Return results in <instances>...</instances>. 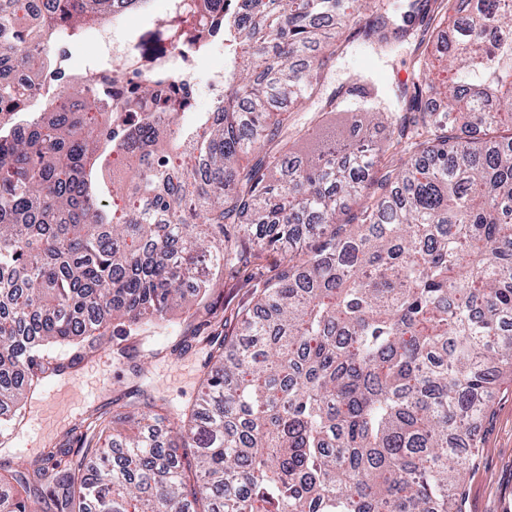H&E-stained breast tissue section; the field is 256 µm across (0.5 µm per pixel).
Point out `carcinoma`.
Here are the masks:
<instances>
[{
  "mask_svg": "<svg viewBox=\"0 0 512 512\" xmlns=\"http://www.w3.org/2000/svg\"><path fill=\"white\" fill-rule=\"evenodd\" d=\"M61 28L146 0H52ZM431 41L446 76L347 104L387 122L400 163L375 177L364 138L293 155L295 115L324 96L336 34L412 37L430 0H242L213 19L233 60L196 127L144 117L128 163L112 83L36 91L0 73V431L24 399L93 350L100 329L158 326L265 248L286 264L204 336L200 391L173 412L131 401L93 444L0 473V512H460L493 389L512 374V136L463 144L461 123L512 125V5L470 0ZM31 0H0V60L23 53ZM172 107L152 78L142 102ZM406 110L412 118L400 115ZM168 421V446L153 434ZM73 456L64 463L60 457Z\"/></svg>",
  "mask_w": 512,
  "mask_h": 512,
  "instance_id": "1",
  "label": "carcinoma"
}]
</instances>
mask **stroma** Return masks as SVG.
I'll use <instances>...</instances> for the list:
<instances>
[{
  "label": "stroma",
  "mask_w": 512,
  "mask_h": 512,
  "mask_svg": "<svg viewBox=\"0 0 512 512\" xmlns=\"http://www.w3.org/2000/svg\"><path fill=\"white\" fill-rule=\"evenodd\" d=\"M66 46L69 86L82 83L93 69L108 62L88 37L67 41ZM343 48V54L325 70L328 90L341 98L346 95L350 77L366 75L378 87L409 85L418 81L426 61L425 53L413 45L382 50L360 41H347ZM333 133L354 139L365 135L379 148L391 144L389 128H367L363 113L340 106L319 113L316 126L296 140L294 151L301 156L310 155L325 136ZM280 264L279 252L262 251L245 273L228 274L214 283L206 305L177 307L169 322L146 326L126 336L105 335L106 354L85 353L83 365L46 382V402L34 398L28 401L38 415L45 404L68 398L64 425L33 433L20 442L0 443V464L11 462L18 455L35 464L50 449L80 448V437L91 418L109 416L123 408L131 392L138 388L164 397L173 409L194 401L207 359L197 337L232 331L238 311L251 304L255 290L263 287ZM480 438L481 448L462 483L464 512H512V380H503L498 386L491 412L482 422Z\"/></svg>",
  "instance_id": "obj_1"
}]
</instances>
